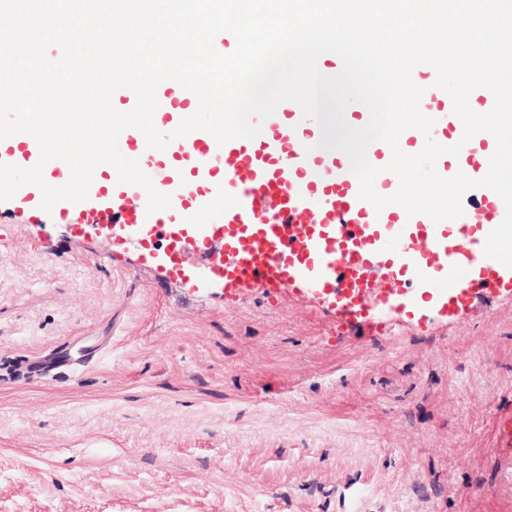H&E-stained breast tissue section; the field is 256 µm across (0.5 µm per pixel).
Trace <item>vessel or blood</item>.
Wrapping results in <instances>:
<instances>
[{
	"label": "vessel or blood",
	"instance_id": "b4317fda",
	"mask_svg": "<svg viewBox=\"0 0 512 512\" xmlns=\"http://www.w3.org/2000/svg\"><path fill=\"white\" fill-rule=\"evenodd\" d=\"M436 78L427 64L412 72L414 82L427 84L420 109L434 119L430 133L409 128L400 134L399 144L417 152L427 140L452 146L463 135L453 101L436 87ZM157 99L154 124L165 133L198 103L173 80L158 86ZM321 134L320 124L292 101L279 104L254 138L223 144L196 130L156 150L140 131L127 129L118 138L120 151L146 154L153 163L149 176L157 191L170 195V208L148 212L143 188L104 186L98 171L87 199L59 202L52 214L66 224L167 227L177 271L201 259L209 277L235 293L255 287L297 296L310 291L326 300L342 326L366 323L381 304L406 315L417 281L439 288L451 318L490 292L512 288V269L484 253L490 226L505 217L504 202L494 191H468L463 216L440 223L407 215L397 204L378 210L360 199V181L344 152L314 148ZM30 141L27 134L0 140V163L35 165L39 156L27 152ZM492 141L491 134L478 133L460 145L461 153L479 156L481 167H488ZM366 158L379 170L376 192L395 194L399 185L387 170L390 146L373 142ZM201 212L210 216L202 228Z\"/></svg>",
	"mask_w": 512,
	"mask_h": 512
}]
</instances>
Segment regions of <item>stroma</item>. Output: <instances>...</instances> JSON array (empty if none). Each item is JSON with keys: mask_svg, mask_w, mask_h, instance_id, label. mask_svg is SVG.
Segmentation results:
<instances>
[{"mask_svg": "<svg viewBox=\"0 0 512 512\" xmlns=\"http://www.w3.org/2000/svg\"><path fill=\"white\" fill-rule=\"evenodd\" d=\"M340 331L0 214V512H512V294Z\"/></svg>", "mask_w": 512, "mask_h": 512, "instance_id": "obj_1", "label": "stroma"}]
</instances>
